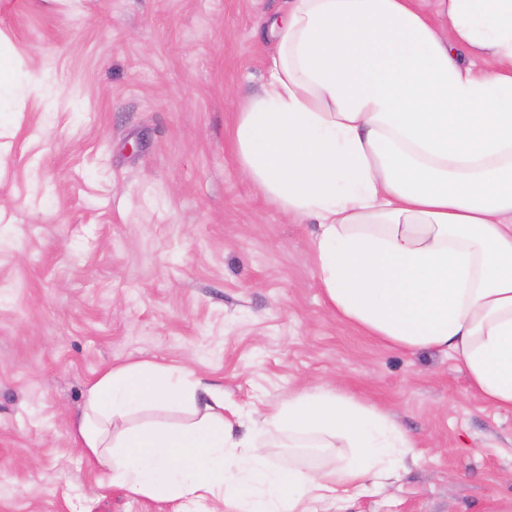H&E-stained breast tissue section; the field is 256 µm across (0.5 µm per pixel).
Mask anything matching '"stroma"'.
Here are the masks:
<instances>
[{
  "label": "stroma",
  "mask_w": 512,
  "mask_h": 512,
  "mask_svg": "<svg viewBox=\"0 0 512 512\" xmlns=\"http://www.w3.org/2000/svg\"><path fill=\"white\" fill-rule=\"evenodd\" d=\"M287 0H0V512H172L104 483L72 425L86 389L139 361L183 366L276 465L259 412L328 383L416 443L387 490L335 512H512V413L460 363L385 345L329 308L316 225L241 172L240 102L262 89V19Z\"/></svg>",
  "instance_id": "1"
}]
</instances>
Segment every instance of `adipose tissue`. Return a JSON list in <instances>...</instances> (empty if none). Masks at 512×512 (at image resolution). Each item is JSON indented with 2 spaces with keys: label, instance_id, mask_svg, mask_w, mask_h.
I'll list each match as a JSON object with an SVG mask.
<instances>
[{
  "label": "adipose tissue",
  "instance_id": "1",
  "mask_svg": "<svg viewBox=\"0 0 512 512\" xmlns=\"http://www.w3.org/2000/svg\"><path fill=\"white\" fill-rule=\"evenodd\" d=\"M262 32L275 50L239 107L237 157L282 213L316 224L329 307L391 347L454 356L469 393L512 411V0H288ZM201 389L151 361L104 372L74 424L89 465L173 512H315L420 460L384 410L316 384L262 423L352 456L275 466L236 436L223 392L202 403ZM167 402L191 418L141 420Z\"/></svg>",
  "mask_w": 512,
  "mask_h": 512
}]
</instances>
